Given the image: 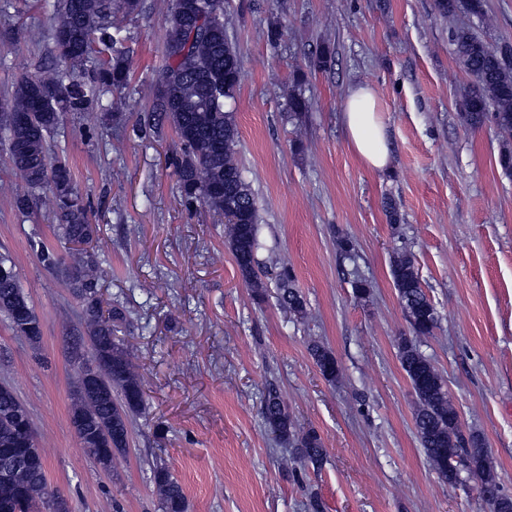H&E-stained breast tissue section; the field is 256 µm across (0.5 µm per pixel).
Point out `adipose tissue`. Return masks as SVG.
Segmentation results:
<instances>
[{
	"label": "adipose tissue",
	"instance_id": "ef3b65f1",
	"mask_svg": "<svg viewBox=\"0 0 512 512\" xmlns=\"http://www.w3.org/2000/svg\"><path fill=\"white\" fill-rule=\"evenodd\" d=\"M343 123L349 146L361 162L372 171L387 170L390 153L386 126L377 110V94L367 83L349 88L343 106Z\"/></svg>",
	"mask_w": 512,
	"mask_h": 512
}]
</instances>
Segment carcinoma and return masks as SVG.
Returning a JSON list of instances; mask_svg holds the SVG:
<instances>
[{"label": "carcinoma", "instance_id": "1", "mask_svg": "<svg viewBox=\"0 0 512 512\" xmlns=\"http://www.w3.org/2000/svg\"><path fill=\"white\" fill-rule=\"evenodd\" d=\"M140 10L141 0H59L50 36L67 66L22 78L0 105L14 113L10 119L0 118V138L8 144L12 169L28 190L51 193L54 236L69 251L70 261L62 263L56 249L42 241L33 242V247L43 266L58 270L82 302L89 359L96 364L95 386L84 385L80 378L74 381L71 422H80L91 432L81 441L89 456L112 460L129 447L132 418L144 405L143 386L129 350L116 336L123 311L103 307L99 263L86 249L97 225L88 217L69 164L50 157L47 142L69 112L102 103V118L108 119L121 108L119 99H102L129 80L123 32ZM452 41L472 78L461 104L464 121L473 128L490 123L511 133L512 65L468 28L454 30ZM164 52L165 67L151 86V107L132 132L139 138L173 132L180 143L173 165L184 204L199 203L217 215H233L234 221L225 223L229 248L241 278L258 290L263 287L259 207L238 157L237 127L225 109L239 90L241 65L224 24V0H209L208 14L200 22L191 14L188 0H170ZM0 266V313L17 334L40 339L39 319L13 273V260L0 254ZM391 274L413 334V339L400 341L399 359L418 400L414 423L428 463L451 486L466 470L478 481L479 495L490 512H512V496L491 474L484 439L462 430L442 377L420 350L419 341L434 335L439 315L412 259L394 257ZM278 301L288 314L306 315L304 298L286 269L278 276ZM310 352L322 376L336 381L340 370L333 353L319 344ZM25 412L12 387L1 384L0 512H35L46 503L45 456L33 428L18 420ZM261 415L268 430L296 449L302 460L321 463L325 448L320 435L297 427L273 386L262 395ZM152 472L160 512H187L183 487L169 468L160 463Z\"/></svg>", "mask_w": 512, "mask_h": 512}]
</instances>
